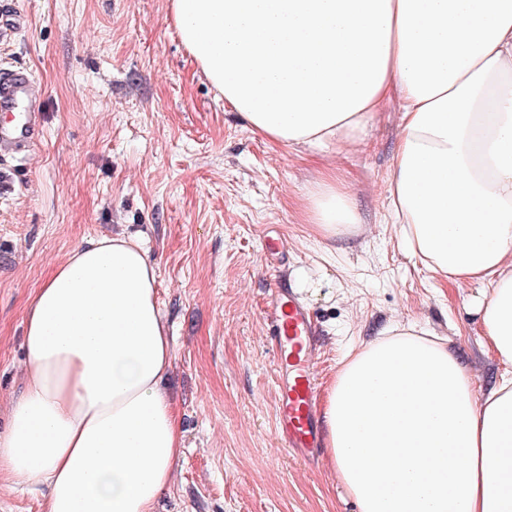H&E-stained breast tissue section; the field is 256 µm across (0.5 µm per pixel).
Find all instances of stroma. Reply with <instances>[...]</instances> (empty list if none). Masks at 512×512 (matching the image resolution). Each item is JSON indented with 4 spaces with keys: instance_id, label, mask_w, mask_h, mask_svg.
Returning a JSON list of instances; mask_svg holds the SVG:
<instances>
[{
    "instance_id": "1",
    "label": "stroma",
    "mask_w": 512,
    "mask_h": 512,
    "mask_svg": "<svg viewBox=\"0 0 512 512\" xmlns=\"http://www.w3.org/2000/svg\"><path fill=\"white\" fill-rule=\"evenodd\" d=\"M171 0H0L22 17L0 68L41 82L43 134L0 164V430L22 388L31 299L77 244L140 235L158 271L174 354L163 389L185 434L154 512H358L330 459L311 466L277 437L264 302L278 277L320 336L319 392L346 355L392 324L447 338L478 383L503 372L474 301L399 242L388 179L399 115L361 139L297 150L251 132L184 48ZM333 173L357 221L312 224L308 195ZM287 242L267 259L265 230Z\"/></svg>"
}]
</instances>
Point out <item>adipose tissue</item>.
<instances>
[{
    "instance_id": "obj_1",
    "label": "adipose tissue",
    "mask_w": 512,
    "mask_h": 512,
    "mask_svg": "<svg viewBox=\"0 0 512 512\" xmlns=\"http://www.w3.org/2000/svg\"><path fill=\"white\" fill-rule=\"evenodd\" d=\"M180 39L252 132L291 146L353 138L392 107L399 239L475 309L506 370L480 389L443 341L394 326L346 361L324 411L360 512H512V0H171ZM313 223L355 221L335 178ZM26 387L0 473L46 512H152L183 432L162 383L172 346L141 242L74 247L37 289Z\"/></svg>"
}]
</instances>
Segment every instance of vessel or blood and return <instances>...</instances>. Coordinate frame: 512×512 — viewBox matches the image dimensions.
Masks as SVG:
<instances>
[{
	"mask_svg": "<svg viewBox=\"0 0 512 512\" xmlns=\"http://www.w3.org/2000/svg\"><path fill=\"white\" fill-rule=\"evenodd\" d=\"M41 84L27 68L0 73V151L26 155L42 134ZM269 343L276 358L278 427L284 445L305 461L320 446L316 369L313 359L317 327L292 288L277 283L264 306Z\"/></svg>",
	"mask_w": 512,
	"mask_h": 512,
	"instance_id": "obj_1",
	"label": "vessel or blood"
}]
</instances>
